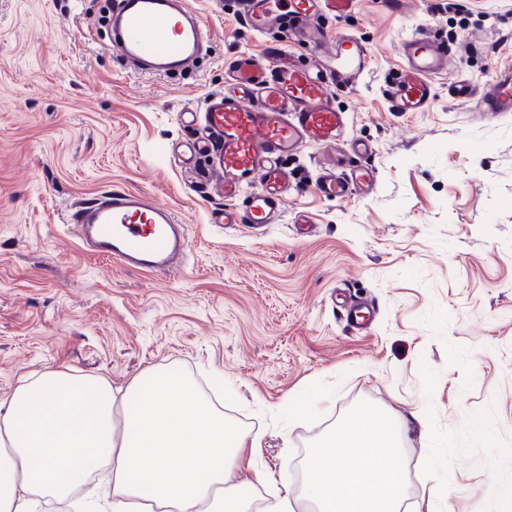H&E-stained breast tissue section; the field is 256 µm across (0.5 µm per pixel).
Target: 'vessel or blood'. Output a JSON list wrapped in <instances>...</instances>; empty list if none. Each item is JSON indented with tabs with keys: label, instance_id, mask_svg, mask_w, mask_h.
<instances>
[{
	"label": "vessel or blood",
	"instance_id": "obj_1",
	"mask_svg": "<svg viewBox=\"0 0 512 512\" xmlns=\"http://www.w3.org/2000/svg\"><path fill=\"white\" fill-rule=\"evenodd\" d=\"M357 0H237L246 25L266 35L282 31L315 51L294 65L271 46L264 56L243 52L224 70L223 91L201 112H189L204 133L191 153L203 157L223 194L224 221L261 227L278 223L288 195L284 161L303 146L337 148L343 164L323 170L315 187L328 199L370 193L377 176L372 146L349 132V114L334 94L368 70L366 42L340 33L329 37L325 17L352 13ZM109 43L119 58L146 73L178 75L208 59L205 24L188 0H112ZM399 72L385 95L391 111H425L433 80L448 68V43L429 30L402 39ZM460 97L479 96L485 115L512 112V63L482 91L464 79L450 87ZM64 222L93 253L132 271L167 274L180 269L191 248V230L169 206L140 191L115 190L69 209Z\"/></svg>",
	"mask_w": 512,
	"mask_h": 512
}]
</instances>
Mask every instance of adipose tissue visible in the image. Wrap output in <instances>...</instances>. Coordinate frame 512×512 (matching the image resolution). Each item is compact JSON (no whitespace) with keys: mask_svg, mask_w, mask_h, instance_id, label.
<instances>
[{"mask_svg":"<svg viewBox=\"0 0 512 512\" xmlns=\"http://www.w3.org/2000/svg\"><path fill=\"white\" fill-rule=\"evenodd\" d=\"M402 423L380 410L351 413L311 453L305 489L316 512H400L406 477L393 465ZM247 435L169 369L115 389L49 369L16 386L0 414V512H35L64 498L78 476L112 471V512L144 500L178 512H247L249 482L226 467Z\"/></svg>","mask_w":512,"mask_h":512,"instance_id":"adipose-tissue-1","label":"adipose tissue"}]
</instances>
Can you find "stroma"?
Segmentation results:
<instances>
[{
    "instance_id": "35a3bbf8",
    "label": "stroma",
    "mask_w": 512,
    "mask_h": 512,
    "mask_svg": "<svg viewBox=\"0 0 512 512\" xmlns=\"http://www.w3.org/2000/svg\"><path fill=\"white\" fill-rule=\"evenodd\" d=\"M359 0L333 19L367 43L371 65L337 92L368 140L374 190L345 200L314 187L324 149L288 157L280 223H222L205 191L185 110L224 87L239 52L263 54L235 0H192L213 56L178 76L141 75L106 48L111 0H0V413L20 377L68 367L119 387L149 370L217 390L254 438L226 472L261 495L287 483L307 512L316 448L359 409L406 424L408 512H512V114L480 118L476 99L512 61V0ZM452 46L426 111H390L383 89L406 33ZM112 190L178 211L192 252L177 274L130 272L85 251L63 216ZM305 214L306 227L294 224ZM373 306L367 331L344 308ZM318 405L303 420L292 399Z\"/></svg>"
}]
</instances>
